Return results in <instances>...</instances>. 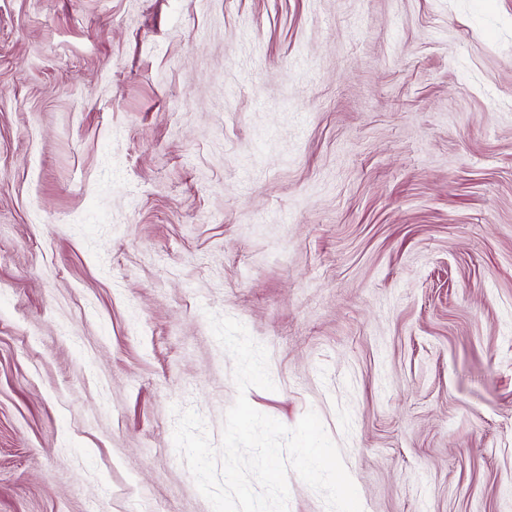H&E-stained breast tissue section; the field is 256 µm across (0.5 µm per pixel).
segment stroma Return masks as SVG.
<instances>
[{"instance_id": "stroma-1", "label": "stroma", "mask_w": 512, "mask_h": 512, "mask_svg": "<svg viewBox=\"0 0 512 512\" xmlns=\"http://www.w3.org/2000/svg\"><path fill=\"white\" fill-rule=\"evenodd\" d=\"M211 312L363 512H512V0H0V512H212Z\"/></svg>"}]
</instances>
